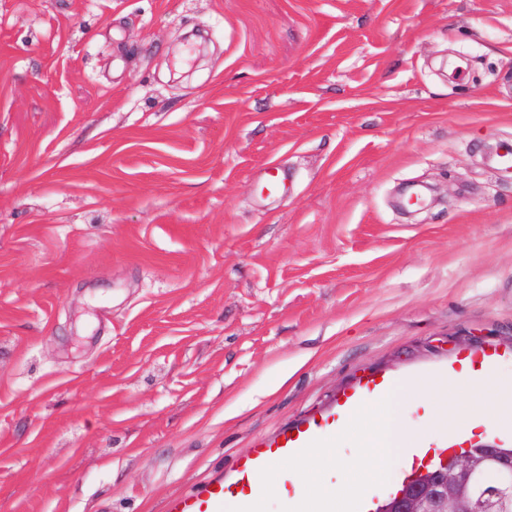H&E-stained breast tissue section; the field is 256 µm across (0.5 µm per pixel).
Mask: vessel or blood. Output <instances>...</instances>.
Segmentation results:
<instances>
[{
	"label": "vessel or blood",
	"instance_id": "obj_1",
	"mask_svg": "<svg viewBox=\"0 0 512 512\" xmlns=\"http://www.w3.org/2000/svg\"><path fill=\"white\" fill-rule=\"evenodd\" d=\"M321 426L317 423L298 433L282 432L277 440L257 443L239 464L232 479L215 476L193 490L172 499L166 512H222L225 497L231 496L237 506L252 505V490L260 480V472L271 460L287 457L289 449L306 448L316 439Z\"/></svg>",
	"mask_w": 512,
	"mask_h": 512
}]
</instances>
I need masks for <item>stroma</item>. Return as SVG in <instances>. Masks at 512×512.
Listing matches in <instances>:
<instances>
[{
  "instance_id": "obj_1",
  "label": "stroma",
  "mask_w": 512,
  "mask_h": 512,
  "mask_svg": "<svg viewBox=\"0 0 512 512\" xmlns=\"http://www.w3.org/2000/svg\"><path fill=\"white\" fill-rule=\"evenodd\" d=\"M508 150L512 0H0V512H165L367 381L511 380Z\"/></svg>"
}]
</instances>
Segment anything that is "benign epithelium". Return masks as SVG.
I'll return each instance as SVG.
<instances>
[{
    "instance_id": "1",
    "label": "benign epithelium",
    "mask_w": 512,
    "mask_h": 512,
    "mask_svg": "<svg viewBox=\"0 0 512 512\" xmlns=\"http://www.w3.org/2000/svg\"><path fill=\"white\" fill-rule=\"evenodd\" d=\"M491 462L497 467V479L484 483L483 494L501 496L512 489V451L499 442H475L408 478L375 512H481L471 487Z\"/></svg>"
}]
</instances>
